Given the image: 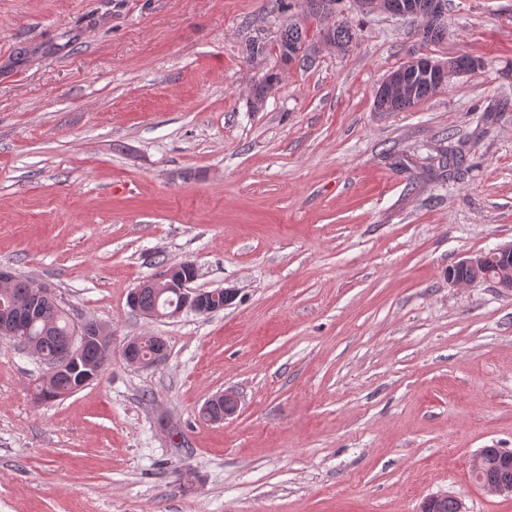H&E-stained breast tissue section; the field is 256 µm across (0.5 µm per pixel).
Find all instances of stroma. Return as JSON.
I'll use <instances>...</instances> for the list:
<instances>
[{
  "label": "stroma",
  "mask_w": 512,
  "mask_h": 512,
  "mask_svg": "<svg viewBox=\"0 0 512 512\" xmlns=\"http://www.w3.org/2000/svg\"><path fill=\"white\" fill-rule=\"evenodd\" d=\"M274 3L0 0V266L112 332L97 379L52 402L0 338V512H512L468 468L512 450V291L448 280L512 241V0H448L436 43L340 0L352 47L288 65L255 110L281 29L327 23ZM413 51L484 66L375 111ZM184 260L234 300L130 306ZM136 336L165 361L128 365ZM227 390L238 413L206 421Z\"/></svg>",
  "instance_id": "stroma-1"
}]
</instances>
